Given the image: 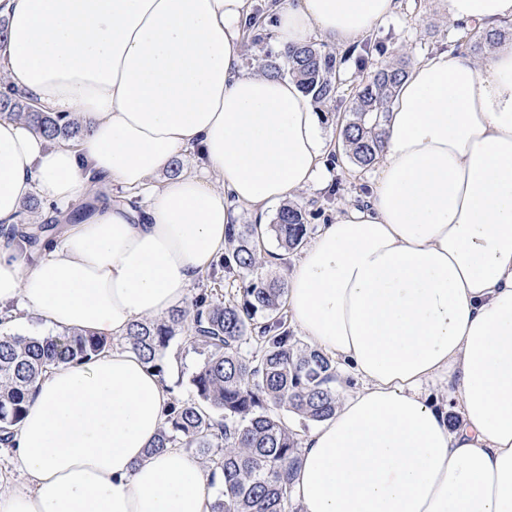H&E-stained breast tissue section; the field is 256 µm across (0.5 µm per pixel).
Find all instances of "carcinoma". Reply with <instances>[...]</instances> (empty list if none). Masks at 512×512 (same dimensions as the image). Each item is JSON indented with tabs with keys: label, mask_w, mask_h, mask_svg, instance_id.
Here are the masks:
<instances>
[{
	"label": "carcinoma",
	"mask_w": 512,
	"mask_h": 512,
	"mask_svg": "<svg viewBox=\"0 0 512 512\" xmlns=\"http://www.w3.org/2000/svg\"><path fill=\"white\" fill-rule=\"evenodd\" d=\"M491 42L484 32L475 40H458L457 48L478 55ZM338 68L336 55L311 43L262 64L270 75L290 73L304 93L319 101L335 97L332 74ZM406 69L399 58L361 80L340 126L343 153L353 164L371 166L382 152L390 105ZM2 115L24 119L51 143L79 140L85 132L78 119L43 112L11 88L0 91ZM57 226L21 220L3 234L22 241L33 255ZM308 230L305 209L293 203L283 205L269 224L228 225L221 266L241 285L215 279V287L190 305L159 320L137 322L126 334L131 350L160 372L179 335L201 357L189 379L193 396L171 399L165 427L148 452L178 447L209 460L222 477L211 512H293L302 443L275 410L315 422L335 411L336 362L290 332L286 279L259 272L265 238L290 253L304 245ZM111 347L104 337L68 329L0 338V444H11L34 384L50 367L89 361Z\"/></svg>",
	"instance_id": "cac0c4a2"
}]
</instances>
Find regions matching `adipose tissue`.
I'll return each mask as SVG.
<instances>
[{
    "instance_id": "ef3b65f1",
    "label": "adipose tissue",
    "mask_w": 512,
    "mask_h": 512,
    "mask_svg": "<svg viewBox=\"0 0 512 512\" xmlns=\"http://www.w3.org/2000/svg\"><path fill=\"white\" fill-rule=\"evenodd\" d=\"M254 0H0V69L77 145L0 118V224L40 198L69 214L92 176L130 190L188 150L140 209L96 205L27 263L0 239V309L125 336L170 311L224 252L235 206L326 182L324 117L297 82L246 70ZM499 32L482 59L441 51L401 82L364 203L322 225L288 275L310 344L360 386L304 443L300 512H512V0H435ZM399 0H278L273 45L338 46ZM447 401L424 392L432 380ZM170 393L127 347L42 376L13 437L0 512H211L209 474L149 447ZM460 419L448 425V407Z\"/></svg>"
}]
</instances>
